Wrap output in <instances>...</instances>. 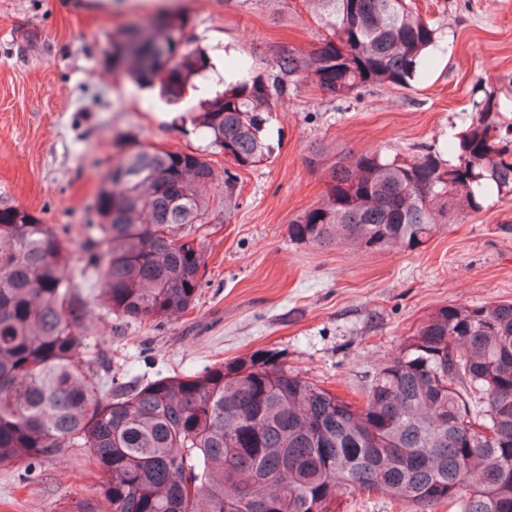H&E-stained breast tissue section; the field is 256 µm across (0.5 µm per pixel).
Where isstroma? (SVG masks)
<instances>
[{"mask_svg":"<svg viewBox=\"0 0 512 512\" xmlns=\"http://www.w3.org/2000/svg\"><path fill=\"white\" fill-rule=\"evenodd\" d=\"M192 46L212 66L200 87L223 85L238 58L255 72L273 50L315 48L322 36L313 0H177ZM438 30L428 75L409 88L369 86L339 101L311 82L289 91L269 125V161L240 170L232 216L224 184L205 196L198 231L205 265L194 306L173 319L128 322L94 306L90 342L101 376L147 383L199 371L259 349L289 370L353 397L413 334L448 304L512 301V200L486 195L483 208L458 204L453 223L423 246L358 251L291 239L288 226L322 202L323 172L307 158L383 151L442 152L449 132L470 121L476 93H512V0H416ZM155 0H0V207L78 230L117 155L115 138L174 151H203L216 175L227 159L207 149L190 119L173 117L157 92L113 76L112 32L157 16ZM100 475L83 449L38 464L0 466V512H70L93 496Z\"/></svg>","mask_w":512,"mask_h":512,"instance_id":"stroma-1","label":"stroma"}]
</instances>
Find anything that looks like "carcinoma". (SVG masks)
I'll return each instance as SVG.
<instances>
[{"instance_id":"carcinoma-1","label":"carcinoma","mask_w":512,"mask_h":512,"mask_svg":"<svg viewBox=\"0 0 512 512\" xmlns=\"http://www.w3.org/2000/svg\"><path fill=\"white\" fill-rule=\"evenodd\" d=\"M326 34L305 53L277 50L270 70L201 100L193 125L208 147L247 169L271 158L267 125L290 83L306 78L344 100L367 85L408 88L432 65L437 29L412 0H315ZM182 14L112 34V71L158 89L169 105L211 68L191 48ZM509 104L473 101L470 123L409 158L343 154L324 170L326 200L289 225L300 243L364 250L417 248L463 199L512 196V149L497 134ZM119 156L92 209L85 264L70 228L0 208V466L86 449L101 475L102 511L336 512L343 494L379 495L409 512H512V302L448 305L406 337L349 400L256 351L146 384L102 383L88 342L90 282L110 313L139 323L186 312L204 264L198 152L117 138Z\"/></svg>"}]
</instances>
